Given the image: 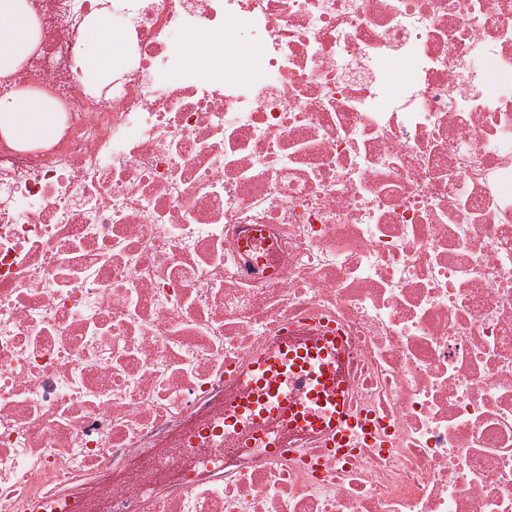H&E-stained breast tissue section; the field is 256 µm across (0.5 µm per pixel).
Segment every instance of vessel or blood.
<instances>
[{
	"instance_id": "1",
	"label": "vessel or blood",
	"mask_w": 512,
	"mask_h": 512,
	"mask_svg": "<svg viewBox=\"0 0 512 512\" xmlns=\"http://www.w3.org/2000/svg\"><path fill=\"white\" fill-rule=\"evenodd\" d=\"M341 348L335 332L317 329L297 341L282 338L256 356L242 374L241 392L224 405L225 431L266 455L287 453L292 438L304 433L325 437L340 457L349 454L354 435L373 440L369 416L348 406L336 367Z\"/></svg>"
}]
</instances>
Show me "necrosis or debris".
<instances>
[{
  "label": "necrosis or debris",
  "mask_w": 512,
  "mask_h": 512,
  "mask_svg": "<svg viewBox=\"0 0 512 512\" xmlns=\"http://www.w3.org/2000/svg\"><path fill=\"white\" fill-rule=\"evenodd\" d=\"M28 2L0 97L58 121L0 133V512H512V0ZM309 322L379 447L211 438ZM124 41L120 28L109 23L94 25L84 41V71L95 77L112 72L120 59ZM187 68L224 69V40L198 41L189 38L180 57ZM52 111L39 100L27 96L0 98V128L20 141H37L52 129Z\"/></svg>",
  "instance_id": "obj_1"
}]
</instances>
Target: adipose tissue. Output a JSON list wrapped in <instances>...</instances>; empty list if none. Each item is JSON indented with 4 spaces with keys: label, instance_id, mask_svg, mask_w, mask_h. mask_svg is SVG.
I'll list each match as a JSON object with an SVG mask.
<instances>
[{
    "label": "adipose tissue",
    "instance_id": "adipose-tissue-1",
    "mask_svg": "<svg viewBox=\"0 0 512 512\" xmlns=\"http://www.w3.org/2000/svg\"><path fill=\"white\" fill-rule=\"evenodd\" d=\"M33 16L25 0H0V72H10L32 48ZM123 31L109 23L94 25L83 47L84 70L100 77L121 56ZM55 118L39 100L26 96L0 98V129L14 139L36 141L52 129Z\"/></svg>",
    "mask_w": 512,
    "mask_h": 512
}]
</instances>
